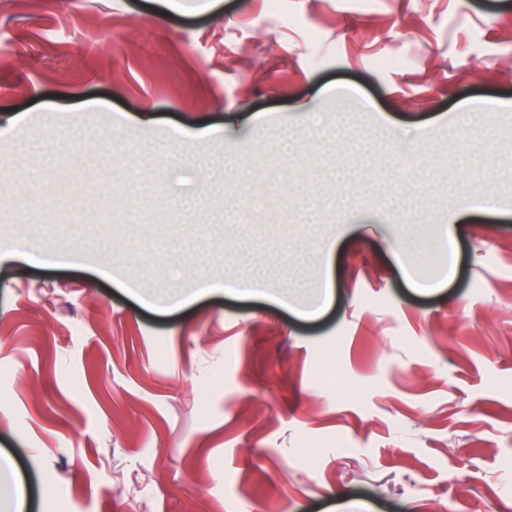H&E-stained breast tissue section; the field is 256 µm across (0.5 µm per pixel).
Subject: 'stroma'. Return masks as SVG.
<instances>
[{
	"label": "stroma",
	"instance_id": "35a3bbf8",
	"mask_svg": "<svg viewBox=\"0 0 512 512\" xmlns=\"http://www.w3.org/2000/svg\"><path fill=\"white\" fill-rule=\"evenodd\" d=\"M0 239L30 512H512V0H0Z\"/></svg>",
	"mask_w": 512,
	"mask_h": 512
}]
</instances>
